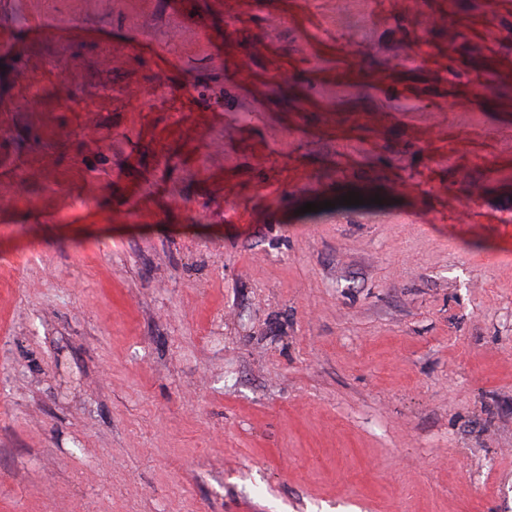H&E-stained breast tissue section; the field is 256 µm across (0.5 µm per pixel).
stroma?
<instances>
[{
    "label": "stroma",
    "instance_id": "1",
    "mask_svg": "<svg viewBox=\"0 0 512 512\" xmlns=\"http://www.w3.org/2000/svg\"><path fill=\"white\" fill-rule=\"evenodd\" d=\"M0 512H512V0H0Z\"/></svg>",
    "mask_w": 512,
    "mask_h": 512
}]
</instances>
